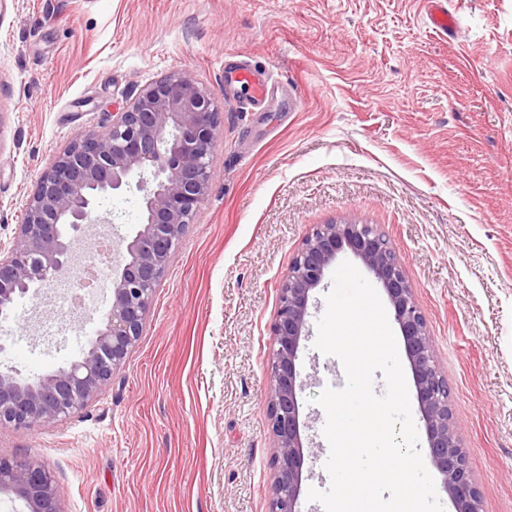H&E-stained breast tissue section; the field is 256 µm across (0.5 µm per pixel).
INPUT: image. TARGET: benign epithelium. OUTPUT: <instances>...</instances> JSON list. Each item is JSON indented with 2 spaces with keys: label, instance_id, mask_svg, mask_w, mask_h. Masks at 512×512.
<instances>
[{
  "label": "benign epithelium",
  "instance_id": "7a95c632",
  "mask_svg": "<svg viewBox=\"0 0 512 512\" xmlns=\"http://www.w3.org/2000/svg\"><path fill=\"white\" fill-rule=\"evenodd\" d=\"M219 114L206 87L172 73L141 90L112 125L73 141L38 179L23 223L8 249L0 248V316L15 301L54 281L81 278L74 248L88 224H108L98 200L136 187L140 229L112 273V304L86 351L67 367L22 380L0 372V428L35 430L86 408L112 382L139 340L154 293L185 229L209 195ZM350 252L382 286L409 363L428 442L427 459L442 477L454 512H479V493L453 429V411L427 321L402 262L371 224H318L305 238L278 288L272 325L268 409L274 450L269 512H298L303 464L296 361L308 335L309 301L328 269ZM0 491L26 512H64L45 464L0 455Z\"/></svg>",
  "mask_w": 512,
  "mask_h": 512
}]
</instances>
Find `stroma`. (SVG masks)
<instances>
[{"label":"stroma","mask_w":512,"mask_h":512,"mask_svg":"<svg viewBox=\"0 0 512 512\" xmlns=\"http://www.w3.org/2000/svg\"><path fill=\"white\" fill-rule=\"evenodd\" d=\"M0 0V245L10 246L57 152L101 131L173 72L219 112L210 193L112 383L36 431L0 428V453L43 462L66 512H269L267 387L278 287L317 224H371L400 257L448 381L481 512H512V0ZM265 68L264 104L224 82ZM141 195H103L93 224L115 256ZM62 287L19 298L0 371L42 376L95 336L94 309L57 318ZM301 343L306 498L327 489L324 409L338 358ZM431 9L427 14V18L432 27L443 35H448L456 29V19L448 11V8L441 0H434L430 2Z\"/></svg>","instance_id":"1"}]
</instances>
